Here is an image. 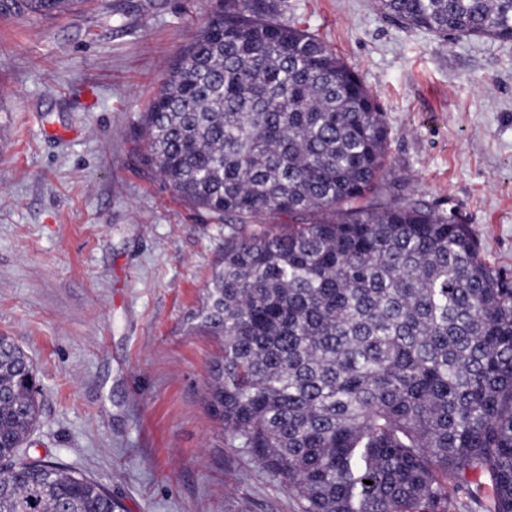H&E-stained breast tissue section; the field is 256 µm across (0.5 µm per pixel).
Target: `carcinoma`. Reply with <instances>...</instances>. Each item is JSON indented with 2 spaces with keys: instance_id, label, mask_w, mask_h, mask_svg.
I'll return each instance as SVG.
<instances>
[{
  "instance_id": "cac0c4a2",
  "label": "carcinoma",
  "mask_w": 512,
  "mask_h": 512,
  "mask_svg": "<svg viewBox=\"0 0 512 512\" xmlns=\"http://www.w3.org/2000/svg\"><path fill=\"white\" fill-rule=\"evenodd\" d=\"M79 0H11L49 17ZM392 22L512 41V0H377ZM277 0H224L177 56L138 134L145 162L224 224L191 329L224 337L209 407L297 512H512V280L469 225L377 191L374 94ZM35 367L0 336V512H122L29 449ZM372 484L367 485L365 481Z\"/></svg>"
}]
</instances>
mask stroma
Returning <instances> with one entry per match:
<instances>
[{
	"label": "stroma",
	"instance_id": "1",
	"mask_svg": "<svg viewBox=\"0 0 512 512\" xmlns=\"http://www.w3.org/2000/svg\"><path fill=\"white\" fill-rule=\"evenodd\" d=\"M224 0H79L0 15V335L41 385L37 452L128 512H296L207 406L222 340L188 332L224 227L175 197L136 133ZM374 92L389 176L461 215L512 277V42L401 27L375 0H281Z\"/></svg>",
	"mask_w": 512,
	"mask_h": 512
}]
</instances>
